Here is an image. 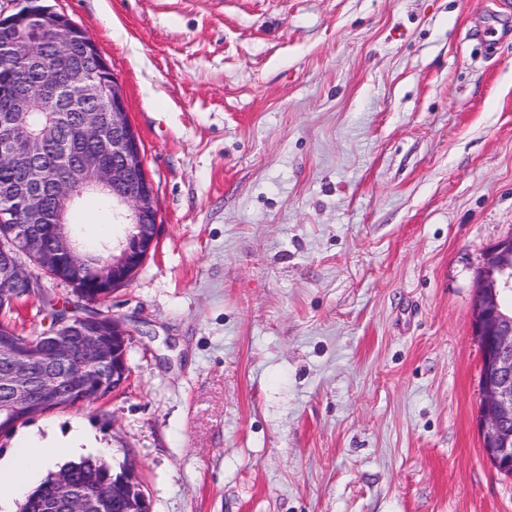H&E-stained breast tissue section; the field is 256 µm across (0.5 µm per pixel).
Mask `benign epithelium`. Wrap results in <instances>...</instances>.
Masks as SVG:
<instances>
[{"label": "benign epithelium", "mask_w": 512, "mask_h": 512, "mask_svg": "<svg viewBox=\"0 0 512 512\" xmlns=\"http://www.w3.org/2000/svg\"><path fill=\"white\" fill-rule=\"evenodd\" d=\"M0 23L13 28L7 48L32 58V45L39 42L54 56L57 75L43 87L50 99H64L73 89L80 94L81 126L86 139L96 140L101 132H112V163L86 151L71 165L66 178H57L45 162L47 142L36 133L18 143L0 148V165L21 166L25 188L15 197L0 196V223L9 229L0 235V304H14V293L27 297L46 290L43 280L28 271L29 259L42 270L67 256L78 257L80 243L65 229L51 243L35 230L40 224L60 225L87 190L112 193L113 218L130 224L135 233L120 242L114 253L100 262L96 271L97 296L105 298L114 288L130 281L156 243L158 199L144 169L143 153L127 112L125 95L117 78L105 79L110 70L92 39L70 18L53 8L24 0L19 9ZM83 44L89 64L72 63L71 48ZM27 69L14 75L7 91L10 103L4 119L12 112L31 110ZM25 213L26 223H15V211ZM512 288V237L501 239L485 251L477 274L472 300V328L481 353L480 402L482 448L486 459L500 473L512 476V309L504 307V293ZM124 324L111 316L73 315L30 341L17 336H0L11 356L0 374V390L15 417L27 418L55 408L65 401L70 406L96 401L97 393L112 386L120 390L129 376ZM108 484L96 483L79 490L59 504L60 512H151L141 493L122 495L119 486L135 477L127 466Z\"/></svg>", "instance_id": "benign-epithelium-1"}]
</instances>
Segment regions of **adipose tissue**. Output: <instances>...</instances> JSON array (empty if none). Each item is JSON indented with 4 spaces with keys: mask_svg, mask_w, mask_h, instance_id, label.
I'll list each match as a JSON object with an SVG mask.
<instances>
[{
    "mask_svg": "<svg viewBox=\"0 0 512 512\" xmlns=\"http://www.w3.org/2000/svg\"><path fill=\"white\" fill-rule=\"evenodd\" d=\"M106 445L80 424L66 432L33 433L21 439L12 462L0 463V512H6L12 498L21 495L28 477L64 454L102 453Z\"/></svg>",
    "mask_w": 512,
    "mask_h": 512,
    "instance_id": "obj_1",
    "label": "adipose tissue"
}]
</instances>
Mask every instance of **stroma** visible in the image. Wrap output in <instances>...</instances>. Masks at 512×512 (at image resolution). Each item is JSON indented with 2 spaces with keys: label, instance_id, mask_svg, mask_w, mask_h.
Returning <instances> with one entry per match:
<instances>
[{
  "label": "stroma",
  "instance_id": "obj_1",
  "mask_svg": "<svg viewBox=\"0 0 512 512\" xmlns=\"http://www.w3.org/2000/svg\"><path fill=\"white\" fill-rule=\"evenodd\" d=\"M121 83L157 245L101 301L130 377L79 419L151 512H512L476 276L512 235V0H44Z\"/></svg>",
  "mask_w": 512,
  "mask_h": 512
}]
</instances>
